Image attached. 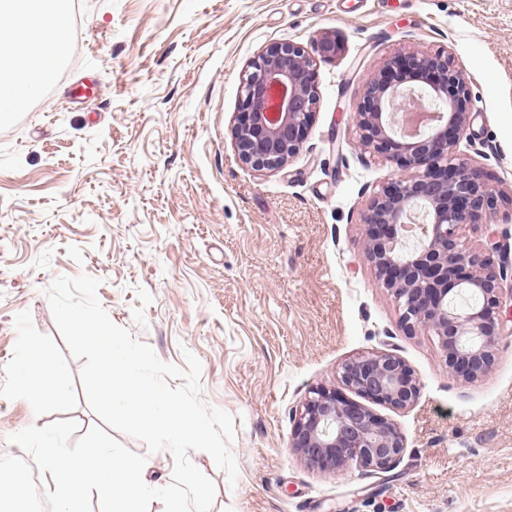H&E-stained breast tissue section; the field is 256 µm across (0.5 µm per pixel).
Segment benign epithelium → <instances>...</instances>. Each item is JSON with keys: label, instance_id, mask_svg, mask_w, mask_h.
I'll use <instances>...</instances> for the list:
<instances>
[{"label": "benign epithelium", "instance_id": "obj_1", "mask_svg": "<svg viewBox=\"0 0 512 512\" xmlns=\"http://www.w3.org/2000/svg\"><path fill=\"white\" fill-rule=\"evenodd\" d=\"M425 77L426 91L401 88L380 73L367 87L356 115L360 141L413 174L389 183L363 216L365 258L401 310L402 328L438 337L448 375L484 377L500 336L501 273L463 247L459 229L481 224L498 192L476 168H457L452 156L466 136L470 88L448 53L408 58ZM232 139L239 161L255 171L284 167L306 141L319 104L317 61L300 43L270 44L247 65L240 83ZM418 110L428 122L400 127L402 112ZM467 289L481 298L460 309L451 292ZM341 383L376 404L405 409L420 383L392 352L354 356L337 371ZM290 448L307 466L340 473L351 465L385 472L400 459L405 440L397 425L336 392L310 391L295 414Z\"/></svg>", "mask_w": 512, "mask_h": 512}]
</instances>
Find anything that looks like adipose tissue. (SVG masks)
Returning a JSON list of instances; mask_svg holds the SVG:
<instances>
[{
    "mask_svg": "<svg viewBox=\"0 0 512 512\" xmlns=\"http://www.w3.org/2000/svg\"><path fill=\"white\" fill-rule=\"evenodd\" d=\"M71 0H0V95L23 110L54 73L68 48ZM19 392L33 410L64 394L62 371L46 349L24 352Z\"/></svg>",
    "mask_w": 512,
    "mask_h": 512,
    "instance_id": "ef3b65f1",
    "label": "adipose tissue"
}]
</instances>
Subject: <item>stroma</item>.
<instances>
[{"mask_svg":"<svg viewBox=\"0 0 512 512\" xmlns=\"http://www.w3.org/2000/svg\"><path fill=\"white\" fill-rule=\"evenodd\" d=\"M324 35L339 47L317 62L299 153L272 172L242 165L231 128L246 64ZM441 50L470 77L456 162L512 195V0H74L54 75L0 119V456L25 428L100 422L46 294L85 274L160 361L194 355L200 399L233 415L236 483L188 453L215 485L210 512H512V334L485 378L449 377L437 336L402 330L363 252V213L396 167L361 145L357 105L395 56ZM460 235L512 285L511 204ZM30 342L66 369L65 399L36 414L16 391ZM384 350L420 383L413 406L373 407L405 439L399 464L308 467L289 446L303 401L318 387L356 400L338 367ZM115 438L146 457L148 486L171 482L170 450Z\"/></svg>","mask_w":512,"mask_h":512,"instance_id":"35a3bbf8","label":"stroma"}]
</instances>
